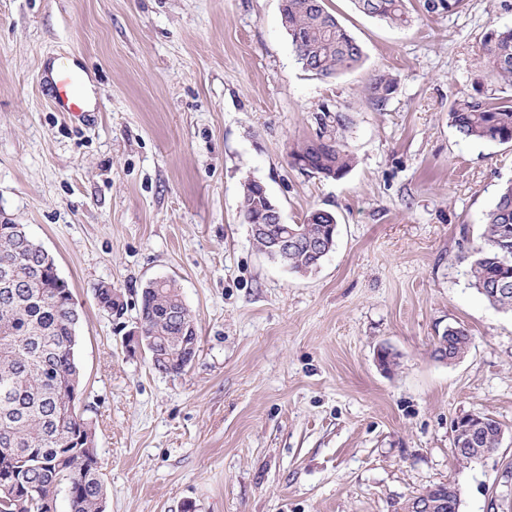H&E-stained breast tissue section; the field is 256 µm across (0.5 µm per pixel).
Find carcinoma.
Instances as JSON below:
<instances>
[{
    "mask_svg": "<svg viewBox=\"0 0 512 512\" xmlns=\"http://www.w3.org/2000/svg\"><path fill=\"white\" fill-rule=\"evenodd\" d=\"M364 14L390 24L407 21L405 0H353ZM463 0H423L431 14L455 12ZM281 20L303 67L322 77L355 68L362 50L326 8L324 0H283ZM482 54L493 80L512 87V26L495 27L485 36ZM369 99L383 107L396 91L386 74L366 87ZM450 125L464 138L512 143V98L490 102L469 96L454 102ZM315 136L297 141L289 158L302 169L324 178L340 179L354 157L343 143L346 124L341 115L321 107L312 115ZM261 191H242L244 223L264 217ZM334 213L315 209L301 224L270 225L266 236L254 239L266 252L274 238L289 228L303 244L279 262L291 271L315 266L308 241L330 237ZM484 245L476 256L457 257L466 264L472 288L491 306L512 312V181L499 190L485 218ZM31 235L14 224L0 223V512H52L62 483L68 484L69 512H104L105 489L99 465L95 428L85 417L76 421L77 365L74 344L78 308L62 278L52 274L54 259L39 256L28 242ZM99 308L120 315L124 302L118 289H95ZM139 320L145 336H131L127 347L141 348L149 339L158 349L151 366L165 374L184 372L186 360L198 352L195 321L179 288L171 280L148 283L141 292ZM472 336L463 326H450L445 342L435 344L461 359ZM501 424L490 418L477 433L475 447L496 448ZM432 502L457 501L459 489L450 483L422 492Z\"/></svg>",
    "mask_w": 512,
    "mask_h": 512,
    "instance_id": "1",
    "label": "carcinoma"
}]
</instances>
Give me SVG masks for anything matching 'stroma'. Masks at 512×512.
Wrapping results in <instances>:
<instances>
[{
  "mask_svg": "<svg viewBox=\"0 0 512 512\" xmlns=\"http://www.w3.org/2000/svg\"><path fill=\"white\" fill-rule=\"evenodd\" d=\"M326 5L362 49L331 78L299 62L280 0H0V222L54 256L81 313L76 404L95 425L105 512H402L448 482L460 512H512V314L457 260L512 180V144L448 123L458 99L512 95L476 82L512 0L451 15L409 0L399 26ZM56 60L92 82L83 116L52 106ZM380 73L398 83L383 107L366 95ZM324 105L355 158L338 180L288 157ZM249 179L283 223L335 212L315 273L254 246ZM154 279L176 281L195 317L199 351L180 374L125 346ZM101 283L122 315L99 310ZM451 325L473 343L445 364L433 348ZM472 412L504 434L464 464L453 424Z\"/></svg>",
  "mask_w": 512,
  "mask_h": 512,
  "instance_id": "1",
  "label": "stroma"
}]
</instances>
